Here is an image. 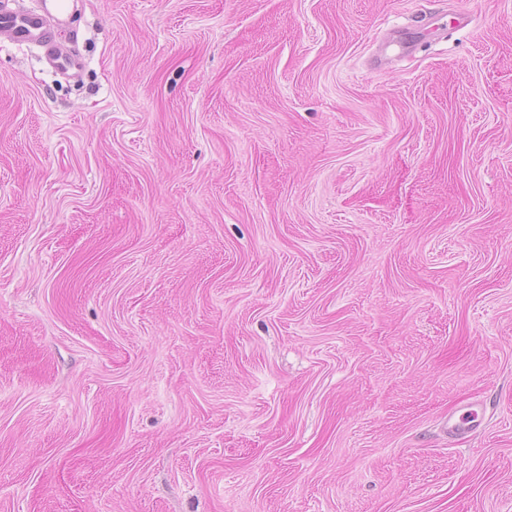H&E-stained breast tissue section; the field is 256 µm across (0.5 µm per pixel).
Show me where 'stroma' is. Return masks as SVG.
I'll return each instance as SVG.
<instances>
[{"label": "stroma", "instance_id": "stroma-1", "mask_svg": "<svg viewBox=\"0 0 512 512\" xmlns=\"http://www.w3.org/2000/svg\"><path fill=\"white\" fill-rule=\"evenodd\" d=\"M71 3L78 78L0 37V512H512V0ZM483 418V409L479 404L469 405L456 418L454 415L448 418V430L450 432H465L478 426Z\"/></svg>", "mask_w": 512, "mask_h": 512}]
</instances>
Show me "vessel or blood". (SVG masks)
<instances>
[{"mask_svg":"<svg viewBox=\"0 0 512 512\" xmlns=\"http://www.w3.org/2000/svg\"><path fill=\"white\" fill-rule=\"evenodd\" d=\"M0 35L19 47L43 49L51 66L61 74L76 75L82 68L81 59L63 51L56 41L55 29L48 16L39 10H0ZM483 418L480 405H469L459 416L449 417L448 429L465 432L478 426Z\"/></svg>","mask_w":512,"mask_h":512,"instance_id":"obj_1","label":"vessel or blood"}]
</instances>
